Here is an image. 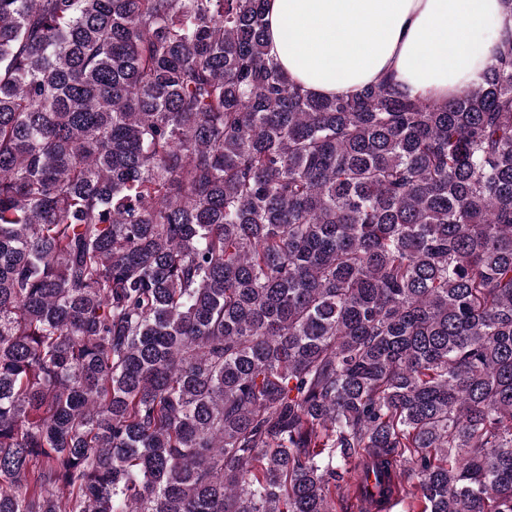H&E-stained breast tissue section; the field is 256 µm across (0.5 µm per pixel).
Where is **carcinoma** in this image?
I'll use <instances>...</instances> for the list:
<instances>
[{
    "instance_id": "cac0c4a2",
    "label": "carcinoma",
    "mask_w": 512,
    "mask_h": 512,
    "mask_svg": "<svg viewBox=\"0 0 512 512\" xmlns=\"http://www.w3.org/2000/svg\"><path fill=\"white\" fill-rule=\"evenodd\" d=\"M512 512V39L316 97L265 0H0V512Z\"/></svg>"
}]
</instances>
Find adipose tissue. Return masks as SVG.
Returning <instances> with one entry per match:
<instances>
[{"mask_svg": "<svg viewBox=\"0 0 512 512\" xmlns=\"http://www.w3.org/2000/svg\"><path fill=\"white\" fill-rule=\"evenodd\" d=\"M268 52L318 96L351 97L394 76L410 96L444 101L482 83L512 38L507 0H268Z\"/></svg>", "mask_w": 512, "mask_h": 512, "instance_id": "1", "label": "adipose tissue"}]
</instances>
